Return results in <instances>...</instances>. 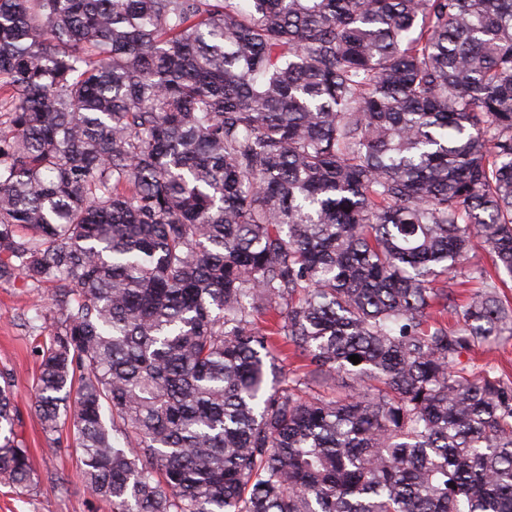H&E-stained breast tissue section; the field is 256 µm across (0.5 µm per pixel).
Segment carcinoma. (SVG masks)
<instances>
[{
	"mask_svg": "<svg viewBox=\"0 0 512 512\" xmlns=\"http://www.w3.org/2000/svg\"><path fill=\"white\" fill-rule=\"evenodd\" d=\"M0 117V282L60 283L37 409L112 512H512L463 360L512 336V0H0Z\"/></svg>",
	"mask_w": 512,
	"mask_h": 512,
	"instance_id": "1",
	"label": "carcinoma"
}]
</instances>
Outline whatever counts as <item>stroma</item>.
Listing matches in <instances>:
<instances>
[{"label": "stroma", "instance_id": "35a3bbf8", "mask_svg": "<svg viewBox=\"0 0 512 512\" xmlns=\"http://www.w3.org/2000/svg\"><path fill=\"white\" fill-rule=\"evenodd\" d=\"M52 291L20 278L0 283V378L14 394V433L28 451L32 476L24 487L0 479V512H110L78 477L71 426L45 433L34 406L41 350L60 319Z\"/></svg>", "mask_w": 512, "mask_h": 512}]
</instances>
